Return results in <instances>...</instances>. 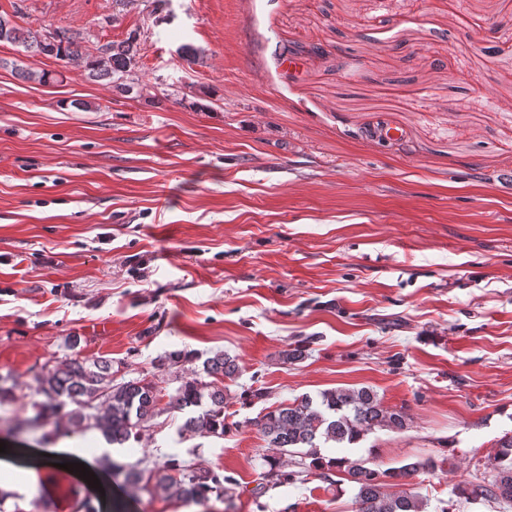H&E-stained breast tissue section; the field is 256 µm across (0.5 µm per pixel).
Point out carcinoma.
<instances>
[{
    "instance_id": "1",
    "label": "carcinoma",
    "mask_w": 512,
    "mask_h": 512,
    "mask_svg": "<svg viewBox=\"0 0 512 512\" xmlns=\"http://www.w3.org/2000/svg\"><path fill=\"white\" fill-rule=\"evenodd\" d=\"M18 44L29 58L47 57L64 66L71 61L83 63L87 79L106 82L123 94L139 85L136 67L139 55V33L134 31L123 40L110 41L91 54L80 41V34L65 27L24 28L0 14V42ZM11 65L20 78L48 84L56 73L14 60L0 59V66ZM198 360L195 352L175 349L165 352L158 361L159 370H173ZM239 370L236 359L217 352L202 362L209 377L181 382L175 394L161 407L160 391L145 378L117 381L119 370L112 369V359L70 357L44 364L36 375L37 393L42 400L33 406V414L18 421L7 412L0 413V426L19 434H35L48 426L53 429L44 439H59L95 430L109 444L120 448L138 441L140 431L163 411L188 412L181 426L184 438L217 436L227 430L224 419V387L219 378H231ZM253 425L273 448L266 459L265 478L275 485L295 483L300 473L287 470L288 456L300 454L309 459L308 468L330 479L337 470L353 483L357 512H424L422 497L401 489V482L431 462H410L399 468L381 471L367 459L346 456L325 458L324 445L357 444L368 434L380 429L401 432L408 418L401 410L383 405L376 391L369 387L334 388L313 398L304 395L289 404H281L253 421ZM101 470L122 479L132 488L145 489L149 483L163 491L169 499L184 503H202L215 494L224 496V484L233 479L220 468H194L175 455L147 470L118 459L103 457ZM491 465L495 471L491 483L476 482L458 489L468 501L512 503V435H504L498 443Z\"/></svg>"
}]
</instances>
